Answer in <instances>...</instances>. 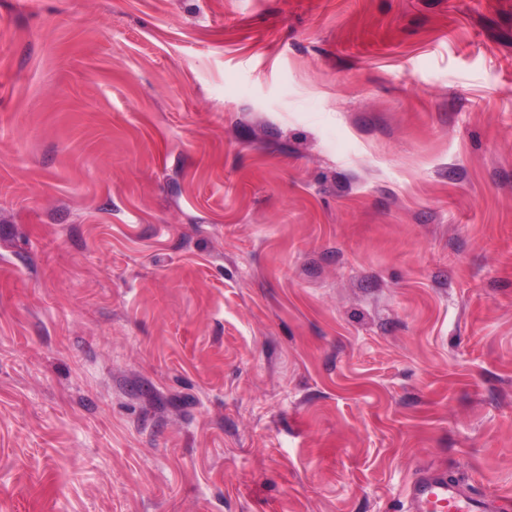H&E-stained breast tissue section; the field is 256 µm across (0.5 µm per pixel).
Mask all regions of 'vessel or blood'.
I'll return each instance as SVG.
<instances>
[{"mask_svg": "<svg viewBox=\"0 0 512 512\" xmlns=\"http://www.w3.org/2000/svg\"><path fill=\"white\" fill-rule=\"evenodd\" d=\"M406 512H500V509L447 474L427 470L409 484Z\"/></svg>", "mask_w": 512, "mask_h": 512, "instance_id": "vessel-or-blood-1", "label": "vessel or blood"}]
</instances>
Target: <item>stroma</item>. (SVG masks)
I'll return each mask as SVG.
<instances>
[{"label": "stroma", "instance_id": "35a3bbf8", "mask_svg": "<svg viewBox=\"0 0 512 512\" xmlns=\"http://www.w3.org/2000/svg\"><path fill=\"white\" fill-rule=\"evenodd\" d=\"M512 498V0H0V512ZM503 509L437 470H426L415 477L406 494L407 512H500Z\"/></svg>", "mask_w": 512, "mask_h": 512}]
</instances>
